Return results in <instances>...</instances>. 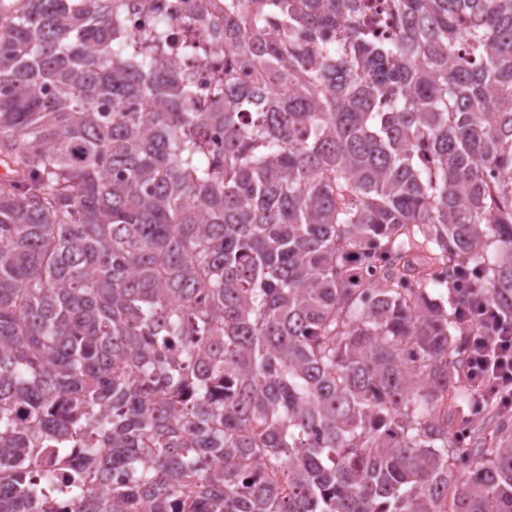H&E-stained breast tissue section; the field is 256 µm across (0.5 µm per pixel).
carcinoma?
<instances>
[{"label":"carcinoma","instance_id":"obj_1","mask_svg":"<svg viewBox=\"0 0 512 512\" xmlns=\"http://www.w3.org/2000/svg\"><path fill=\"white\" fill-rule=\"evenodd\" d=\"M14 3L0 512H512V0H224L204 107L118 0ZM469 308L479 325L478 336H471L472 374L499 405L512 408V324L500 318L485 296L472 299Z\"/></svg>","mask_w":512,"mask_h":512}]
</instances>
